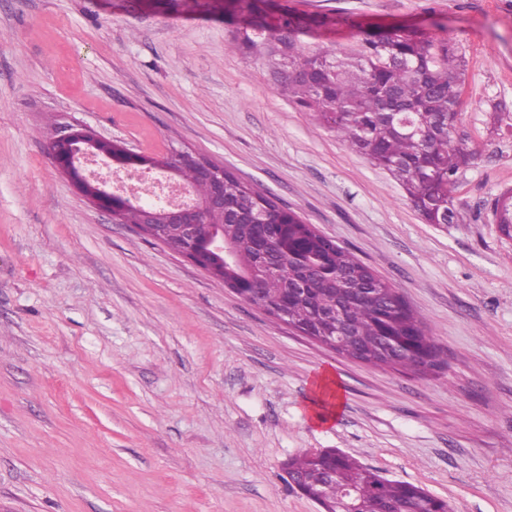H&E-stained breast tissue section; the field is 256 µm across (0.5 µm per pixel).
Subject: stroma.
<instances>
[{
  "instance_id": "stroma-1",
  "label": "stroma",
  "mask_w": 512,
  "mask_h": 512,
  "mask_svg": "<svg viewBox=\"0 0 512 512\" xmlns=\"http://www.w3.org/2000/svg\"><path fill=\"white\" fill-rule=\"evenodd\" d=\"M410 24L466 63L457 139L483 153L429 224L398 182L274 88L220 13L175 0H0V512H321L285 463L334 448L447 501L512 512V0H288ZM202 153L392 284L444 359L366 365L298 335L91 206L57 123ZM334 374L336 420L307 410ZM507 199H511V202H506ZM491 209L500 232L511 237L509 225H512V189H507L496 196Z\"/></svg>"
}]
</instances>
